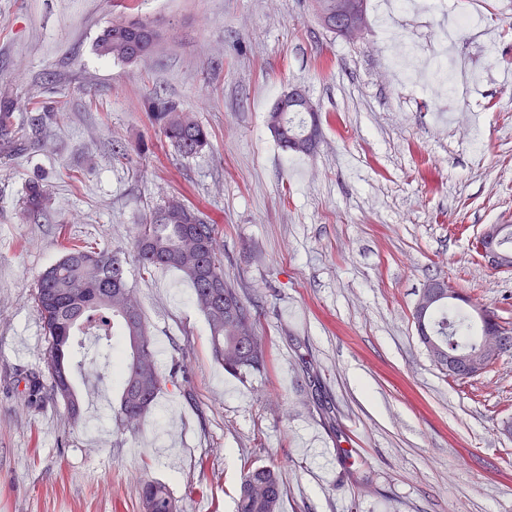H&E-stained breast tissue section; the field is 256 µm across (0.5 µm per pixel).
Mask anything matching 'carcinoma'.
I'll return each instance as SVG.
<instances>
[{"mask_svg":"<svg viewBox=\"0 0 512 512\" xmlns=\"http://www.w3.org/2000/svg\"><path fill=\"white\" fill-rule=\"evenodd\" d=\"M162 38L149 22L115 17L98 36L95 50L101 57L133 63L132 40L142 55L150 53ZM16 103L0 96V156H11L25 146L29 132L15 121ZM152 123L182 158H192L209 146L208 130L190 112L176 103L153 97L149 101ZM268 128L277 143L296 153L303 149L309 127L321 126L317 112L270 111ZM48 188L39 180L26 186L24 207L34 219L44 215L49 204ZM132 249L139 269L149 273L163 266L183 273L193 287L194 301L210 329L214 359L224 371L239 379L262 372L267 365L266 345L255 331L256 312L237 288L224 278L222 253L217 244V225L198 208L178 196L157 206L145 223L137 225ZM463 300H443L432 306L421 323V343L443 357L452 356L455 381L468 377L463 360L484 353L483 333L498 331L501 342L487 365L512 352V324L499 320L491 310L480 317L481 334L472 333L469 314L454 306ZM35 301L48 342L51 390L66 403L72 415L80 414L73 385L74 373L85 365L84 340L92 337L106 350L113 381L119 393L116 422L131 430L153 407L166 384L158 372L157 359L141 307L128 282L125 253L96 243L64 247L62 257L38 277ZM29 402L43 394L42 375L25 376ZM281 480L270 466H244L240 476L236 512H280ZM141 512H181L167 487L146 481L140 491Z\"/></svg>","mask_w":512,"mask_h":512,"instance_id":"1","label":"carcinoma"}]
</instances>
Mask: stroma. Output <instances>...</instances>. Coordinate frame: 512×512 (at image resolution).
Returning <instances> with one entry per match:
<instances>
[{"label": "stroma", "instance_id": "35a3bbf8", "mask_svg": "<svg viewBox=\"0 0 512 512\" xmlns=\"http://www.w3.org/2000/svg\"><path fill=\"white\" fill-rule=\"evenodd\" d=\"M358 39L328 29L311 0H0V88L15 118L43 125L0 158V512H140L142 480L182 512H234L244 464L281 470L280 512H512V356L455 382L420 342L412 313L431 280L512 322V270L472 242L512 224V0H438L379 19ZM462 11L461 73L440 98L394 74L388 40L428 43ZM154 22L146 57L116 63L95 42L113 15ZM306 91L323 136L309 155L267 127L276 99ZM210 133L193 158L152 124V96ZM47 213L22 214L29 181ZM181 194L218 226L224 275L254 300L269 350L242 383L214 360L192 287L173 268L129 282L161 373H181L141 424L120 430L117 390L97 368L80 415L25 398L46 372L34 292L74 243L129 249L137 224Z\"/></svg>", "mask_w": 512, "mask_h": 512}]
</instances>
